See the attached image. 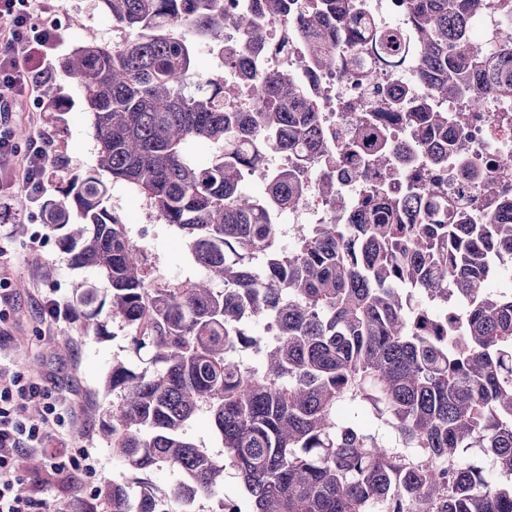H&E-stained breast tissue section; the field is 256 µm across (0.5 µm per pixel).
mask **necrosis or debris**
<instances>
[{
    "instance_id": "4bbe7bcc",
    "label": "necrosis or debris",
    "mask_w": 512,
    "mask_h": 512,
    "mask_svg": "<svg viewBox=\"0 0 512 512\" xmlns=\"http://www.w3.org/2000/svg\"><path fill=\"white\" fill-rule=\"evenodd\" d=\"M303 51L302 42L295 40L289 43L287 52H258L251 58V69L257 76L288 70L312 95L321 128L335 138V152H319L311 159L304 175L306 191L292 211L295 223L324 224L336 211L360 213L376 181L385 183L392 193H405L412 173L408 164L392 162L387 170L372 173L363 181L345 175V147L351 137L349 117L351 112L368 109L370 84L354 80L340 68L310 78L296 65ZM445 108L451 113L469 115L468 125L448 128L449 137L463 141L466 160L485 167L495 184H512V97L492 96L478 103L460 97L449 100ZM327 176L336 180V194L331 198L316 191L318 180Z\"/></svg>"
}]
</instances>
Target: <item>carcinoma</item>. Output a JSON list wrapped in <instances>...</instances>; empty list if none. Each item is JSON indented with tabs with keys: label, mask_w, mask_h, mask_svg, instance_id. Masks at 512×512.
<instances>
[{
	"label": "carcinoma",
	"mask_w": 512,
	"mask_h": 512,
	"mask_svg": "<svg viewBox=\"0 0 512 512\" xmlns=\"http://www.w3.org/2000/svg\"><path fill=\"white\" fill-rule=\"evenodd\" d=\"M256 2L231 20L224 0H102L123 41L86 44L67 63L93 116L98 169L144 194L224 284L153 285L94 173L62 179V197L46 201L74 264L110 285L76 297L86 330L105 335V311L147 356L140 371L112 363L117 400L102 434L129 472L180 474L164 510L112 480L98 489L105 512H190L228 470L249 512H512V291L487 288L512 263V191L487 196L483 216L445 197L429 172L462 145L448 139V113L422 102L402 116L425 151L406 196L376 187L359 217L334 213L283 240L277 216L300 202L303 169L329 146L313 99L282 73L259 80L254 111L234 112L224 76L192 72L204 49L243 69L254 52L286 48L294 33L271 44L264 21L286 15L289 0ZM315 2L302 25L307 70L340 65L370 81L347 52L359 43L380 69L413 70L433 98L512 93V26L490 55L471 47L484 0H400L405 27L358 20L355 0ZM230 20L234 46L224 44ZM399 105L384 88L373 111L353 113L347 176L386 164ZM199 144L212 150L204 161ZM282 151L291 167L270 171L263 195L245 193L244 174ZM416 292L430 306L413 304ZM201 411L220 458L188 436Z\"/></svg>",
	"instance_id": "1"
}]
</instances>
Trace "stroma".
<instances>
[{
	"mask_svg": "<svg viewBox=\"0 0 512 512\" xmlns=\"http://www.w3.org/2000/svg\"><path fill=\"white\" fill-rule=\"evenodd\" d=\"M31 21L58 29L63 41L48 57L55 79L44 93L43 106H35L25 96L16 100L11 128L25 130L26 135H15L12 153L0 154V195L11 198L15 207L8 236L0 240V377H18L40 390V398L29 402V409L40 410L48 403L55 406L59 423L51 430L50 450L69 455L86 450L95 459L92 471L56 479L50 476L43 454L21 452L18 474L28 494L43 499L46 512H102L96 488L106 480L126 477L136 493L146 485L169 489L178 475L166 468L138 477L127 475L122 460L101 435L96 413L112 400L104 385L113 361L121 359L137 369L143 363L130 349V329L120 321H108L103 336L84 330L82 318L71 308L76 293L91 286L103 294L109 284L95 270L75 266L70 254L60 248L40 203L29 200L18 175V159L35 136L45 141L50 158L69 173L96 170L92 116L64 62L79 46L117 43L123 33L100 0H32ZM107 206L144 251L154 285L203 276L185 238L176 227L165 224L143 194L124 183H110ZM49 298L69 307L68 316L46 320L43 304ZM21 344L27 350L23 360L16 352Z\"/></svg>",
	"mask_w": 512,
	"mask_h": 512,
	"instance_id": "stroma-1",
	"label": "stroma"
}]
</instances>
